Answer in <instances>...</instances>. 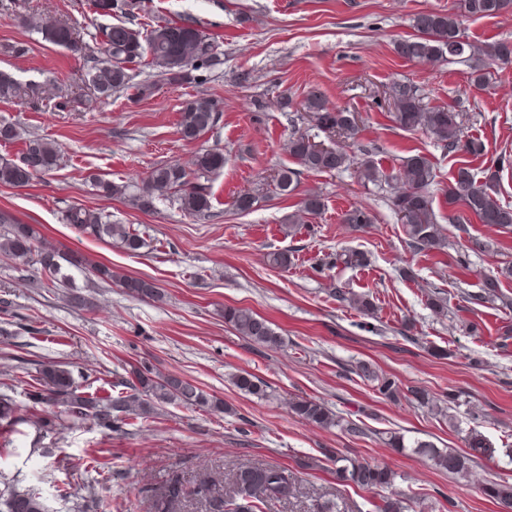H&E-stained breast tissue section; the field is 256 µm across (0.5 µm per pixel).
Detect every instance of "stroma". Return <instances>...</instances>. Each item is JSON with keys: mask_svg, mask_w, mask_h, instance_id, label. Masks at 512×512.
I'll list each match as a JSON object with an SVG mask.
<instances>
[{"mask_svg": "<svg viewBox=\"0 0 512 512\" xmlns=\"http://www.w3.org/2000/svg\"><path fill=\"white\" fill-rule=\"evenodd\" d=\"M426 11L461 15L469 41L512 43V15L468 17L462 0H141L133 28L147 32L194 19L217 42L221 63L198 81L161 84L143 98L139 85L155 75L145 59L131 64L129 88L95 101L84 74L103 28L123 22V15H98L90 0H0V71L61 91L68 103L60 110L37 98L0 101V121L21 132L20 139L0 143V155L18 158L33 135L62 148L61 163L50 174L24 188L0 185V210L36 225L61 250L153 281L163 295L159 301L134 299L78 270L75 284L91 305L77 309L65 288L40 270L21 275L0 254V301L9 305L8 314L0 313V385L12 387L22 405L41 361H59L83 375L89 393L111 389L130 366L143 363L194 381L230 408L224 414L169 404L112 434L89 421L41 437L30 425H17L11 447H0V468L20 472L22 487L40 493L50 512H154V490L171 480L189 494L201 478L221 480L248 464L281 466L297 479V498L271 502L264 512H318L328 500L346 504L347 512H377L381 496L340 481L330 461L334 454L397 472L395 489L412 498L416 512H512L479 492L490 480L512 483V281L502 283L497 298L472 301L488 277L512 265V230L451 223L459 209L449 205L447 190L460 154L423 131L401 128L388 107L392 84L406 82L430 104L459 111L464 136L483 145L481 155L467 159L482 174L500 161L512 163V65L490 67L487 89L476 91L467 87V67L401 59L394 40L414 34V17ZM42 21L75 26L83 51L46 42L36 29ZM16 43L26 46L25 55L10 52ZM312 92L356 113L357 139L317 135L342 148L351 166L313 173L285 151L293 133L308 129L297 115ZM197 95L217 100L222 117L194 144L181 140L177 123L183 102ZM202 145L223 149L227 158L223 170L201 179L212 197L208 215L188 214L173 197L142 210L93 186L97 178L141 186L158 164L190 165ZM369 154L386 175L375 185L361 182L354 166ZM413 155L433 166L430 192L447 250L410 247L390 206L399 189L392 175ZM284 166L298 179L287 197L267 181ZM245 190L260 199L240 212L234 201ZM313 191L324 199L322 215L289 231L284 217ZM74 204L130 226L145 247L133 255L78 233L62 221ZM354 207L371 215L364 230L341 221ZM479 241L489 251L476 249ZM345 248L365 251L368 266L315 271L318 260ZM274 250L288 252L291 266H270L266 254ZM460 254L467 269L450 265ZM337 288L370 294L374 316L339 304ZM431 294L446 302L445 313L428 305ZM228 307L267 319L281 346L241 336L224 320ZM440 349L446 358L437 357ZM361 362L395 378L403 399H385L375 382L354 374ZM243 371L265 384V396L234 386V375ZM414 388L438 402L448 391L459 392L457 427L406 399ZM298 396L362 423L366 435L298 418L288 408ZM474 422L495 455L474 458L464 478L385 443L397 432L461 450L462 432Z\"/></svg>", "mask_w": 512, "mask_h": 512, "instance_id": "1", "label": "stroma"}]
</instances>
